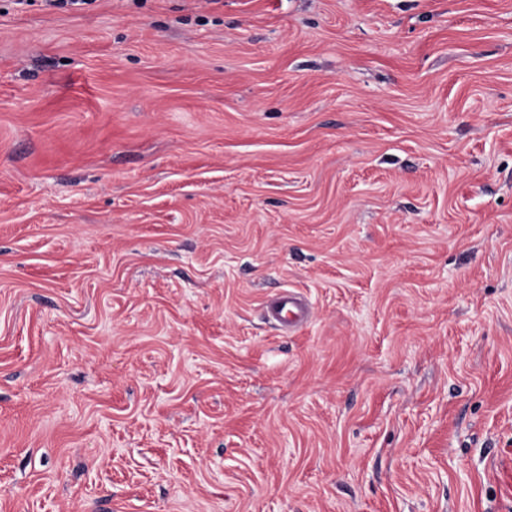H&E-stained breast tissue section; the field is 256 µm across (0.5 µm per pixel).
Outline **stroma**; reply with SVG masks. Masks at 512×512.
<instances>
[{
    "mask_svg": "<svg viewBox=\"0 0 512 512\" xmlns=\"http://www.w3.org/2000/svg\"><path fill=\"white\" fill-rule=\"evenodd\" d=\"M507 462L512 0H0V512H512ZM267 315L288 331L306 323L310 317V309L299 293L287 290L268 303Z\"/></svg>",
    "mask_w": 512,
    "mask_h": 512,
    "instance_id": "35a3bbf8",
    "label": "stroma"
}]
</instances>
